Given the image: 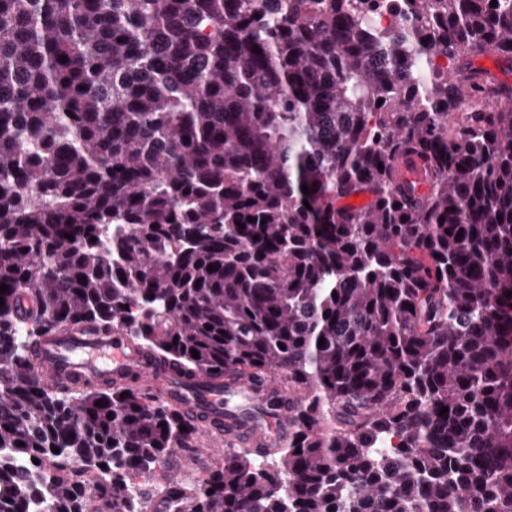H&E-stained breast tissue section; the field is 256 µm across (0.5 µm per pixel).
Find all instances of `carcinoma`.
I'll list each match as a JSON object with an SVG mask.
<instances>
[{
	"instance_id": "obj_1",
	"label": "carcinoma",
	"mask_w": 512,
	"mask_h": 512,
	"mask_svg": "<svg viewBox=\"0 0 512 512\" xmlns=\"http://www.w3.org/2000/svg\"><path fill=\"white\" fill-rule=\"evenodd\" d=\"M482 52L512 0H0V512H88L48 457L138 512L195 451L136 373L41 383L77 324L249 378L237 425L288 388L279 447L167 487L191 512H512V85L436 64ZM67 473L77 475L82 478V485L89 499L98 500L97 488L101 482V476L95 467L87 462L74 460L69 463Z\"/></svg>"
}]
</instances>
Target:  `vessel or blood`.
Returning a JSON list of instances; mask_svg holds the SVG:
<instances>
[{"mask_svg": "<svg viewBox=\"0 0 512 512\" xmlns=\"http://www.w3.org/2000/svg\"><path fill=\"white\" fill-rule=\"evenodd\" d=\"M82 328H63L51 337L41 339L36 356L41 382L55 386L60 381L82 382L99 375L118 376L135 369L143 387L171 405L194 414L202 423L204 436L218 433L224 425V386L213 380L199 391L185 387L180 378L159 376L153 366L123 336H106L100 342L84 345ZM288 432L286 413H277L261 424L250 425L238 436V443L268 446L277 443Z\"/></svg>", "mask_w": 512, "mask_h": 512, "instance_id": "1", "label": "vessel or blood"}]
</instances>
